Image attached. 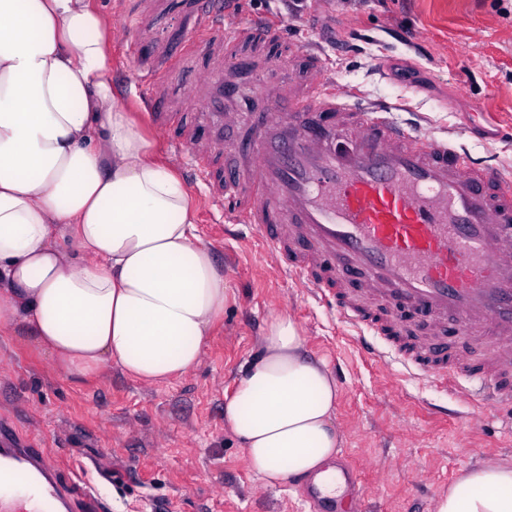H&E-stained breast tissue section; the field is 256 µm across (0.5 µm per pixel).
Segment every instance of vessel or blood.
<instances>
[{
  "instance_id": "b4317fda",
  "label": "vessel or blood",
  "mask_w": 512,
  "mask_h": 512,
  "mask_svg": "<svg viewBox=\"0 0 512 512\" xmlns=\"http://www.w3.org/2000/svg\"><path fill=\"white\" fill-rule=\"evenodd\" d=\"M133 30L163 0H137ZM224 11L196 0L182 49L152 38L153 65L140 71L137 103L170 131L225 223L246 225L281 274L307 288L358 333L381 336L380 360L418 381L454 382L464 398L512 401V171L475 161L454 132L435 137L400 123L387 102H352L313 45L281 60L280 24L235 27L222 39ZM260 43L256 94L238 95L239 60L229 42ZM192 73L199 122L173 131L180 99L164 75ZM231 131L222 139L223 131ZM234 164L217 169V152ZM489 345L476 359L442 352L445 334ZM33 512H101L84 485L61 479L44 449L0 424V512L16 494Z\"/></svg>"
}]
</instances>
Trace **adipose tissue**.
Segmentation results:
<instances>
[{
    "mask_svg": "<svg viewBox=\"0 0 512 512\" xmlns=\"http://www.w3.org/2000/svg\"><path fill=\"white\" fill-rule=\"evenodd\" d=\"M111 45L90 0H0V325L30 327L67 374L115 365L165 383L199 363L228 288L189 190L112 89ZM338 397L278 313L224 426L265 481L310 477L330 492ZM435 512H512V466L463 470Z\"/></svg>",
    "mask_w": 512,
    "mask_h": 512,
    "instance_id": "obj_1",
    "label": "adipose tissue"
}]
</instances>
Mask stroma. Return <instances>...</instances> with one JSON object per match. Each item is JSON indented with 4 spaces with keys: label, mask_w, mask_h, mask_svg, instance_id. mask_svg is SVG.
<instances>
[{
    "label": "stroma",
    "mask_w": 512,
    "mask_h": 512,
    "mask_svg": "<svg viewBox=\"0 0 512 512\" xmlns=\"http://www.w3.org/2000/svg\"><path fill=\"white\" fill-rule=\"evenodd\" d=\"M91 2L117 28L112 88L148 125L134 102L138 35L120 28L113 0ZM236 19L281 21L290 40L322 45L338 85L400 104L398 118L455 131L473 158L512 167V0H253ZM197 229L230 298L184 378L149 385L116 368L75 378L33 349L26 328L0 330V418L45 448L65 477L93 485L103 512H324L309 508L304 481L261 480L224 426L237 373L280 312L336 379L337 459L359 470L370 512H434L461 471L512 465L511 408L364 356L352 330L284 280L257 241L225 238L203 204Z\"/></svg>",
    "instance_id": "obj_1"
}]
</instances>
